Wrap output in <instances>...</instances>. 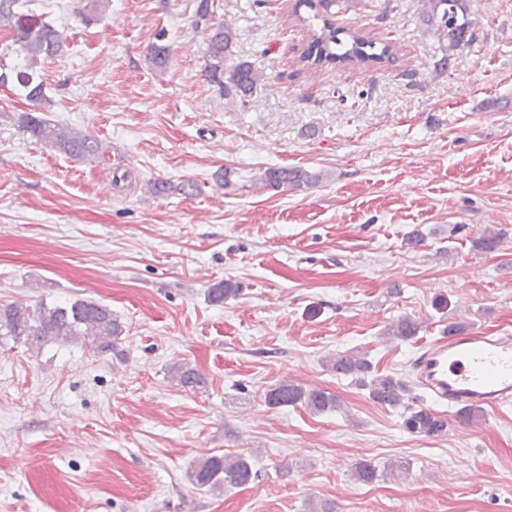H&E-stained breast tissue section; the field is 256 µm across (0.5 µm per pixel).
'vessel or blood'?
<instances>
[{
	"label": "vessel or blood",
	"instance_id": "vessel-or-blood-1",
	"mask_svg": "<svg viewBox=\"0 0 512 512\" xmlns=\"http://www.w3.org/2000/svg\"><path fill=\"white\" fill-rule=\"evenodd\" d=\"M414 372L418 385L449 408L512 405V336L469 330L440 337L418 356Z\"/></svg>",
	"mask_w": 512,
	"mask_h": 512
}]
</instances>
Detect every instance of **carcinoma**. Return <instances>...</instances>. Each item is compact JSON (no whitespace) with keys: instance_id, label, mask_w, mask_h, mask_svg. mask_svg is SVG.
<instances>
[{"instance_id":"carcinoma-1","label":"carcinoma","mask_w":512,"mask_h":512,"mask_svg":"<svg viewBox=\"0 0 512 512\" xmlns=\"http://www.w3.org/2000/svg\"><path fill=\"white\" fill-rule=\"evenodd\" d=\"M338 0H296L294 13L301 22L310 23V40L300 55V61L314 68L325 63L382 64L391 59L390 47L377 46L372 37L360 30L336 26L333 8ZM312 15L304 17L301 8ZM23 0H0V27L10 30L15 52L24 54L27 67L52 60L63 54L65 42L60 31L50 22L38 21L23 12ZM424 31L431 36L442 51L439 65L446 68L461 44L472 37L474 21L471 18L469 0H420L419 7ZM237 41L235 30L224 23L210 25L208 44V73L214 80L224 75V65L231 60L232 48ZM18 85L33 102L47 100L42 83L33 82V74L15 72ZM263 75L254 71L246 61L234 64L229 81L224 86L227 97L244 98L253 93ZM21 126L30 135L50 148L72 158L91 159L100 152L99 142L91 135L53 123L33 112L20 115ZM318 179L301 168H270L259 180L266 186L284 184L299 186ZM239 294L238 285L230 280L208 289L210 302L220 304ZM421 330V322L403 316L390 325L386 334L401 341L415 338ZM123 327L112 309L92 300H76L60 306L45 303L31 308L22 303L0 306V336L22 343L31 349H42L54 344H65L80 337L92 339L96 350L104 353L115 346ZM328 366L340 377H350L355 384L368 391L369 398L383 406H406L408 415L405 428L427 437H437L448 430V421L424 404L411 402L410 390L405 382L394 374L380 373L373 362L348 351L338 352L328 360ZM178 384L183 388H202L205 379L197 371L187 368L176 372ZM265 402L271 408L302 405L314 414L330 413L339 407L336 395L322 389L305 387L285 380L265 393ZM355 480L371 483L379 477L375 465L366 460L354 463ZM255 478L252 465L243 453L211 456L194 465L190 472L192 483L202 489L214 490L239 487Z\"/></svg>"}]
</instances>
